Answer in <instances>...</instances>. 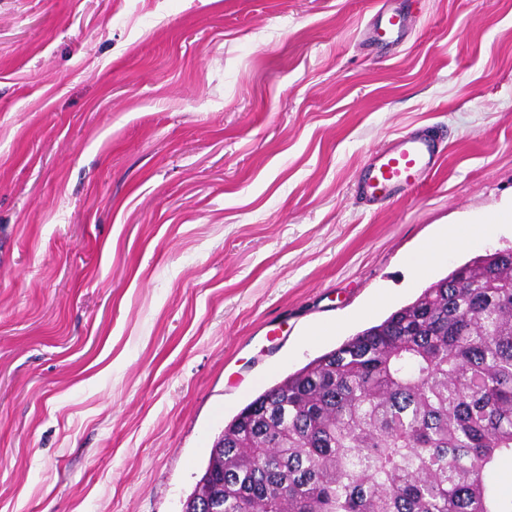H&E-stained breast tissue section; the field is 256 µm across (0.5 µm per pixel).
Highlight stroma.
I'll use <instances>...</instances> for the list:
<instances>
[{
    "label": "stroma",
    "instance_id": "1",
    "mask_svg": "<svg viewBox=\"0 0 512 512\" xmlns=\"http://www.w3.org/2000/svg\"><path fill=\"white\" fill-rule=\"evenodd\" d=\"M0 0V512H181L229 422L512 223V0ZM438 167L370 207L393 137ZM512 223V203L510 208L500 209L490 213H481L475 216L471 223L472 225L465 233H460L453 230L447 233L442 240L432 241L423 244L420 251V266L425 267L428 265L443 249H447L452 245H459L464 243L467 239L486 236L494 232L498 224Z\"/></svg>",
    "mask_w": 512,
    "mask_h": 512
}]
</instances>
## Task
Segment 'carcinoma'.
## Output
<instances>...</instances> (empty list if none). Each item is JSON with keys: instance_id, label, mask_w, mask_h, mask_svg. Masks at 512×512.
I'll return each instance as SVG.
<instances>
[{"instance_id": "carcinoma-1", "label": "carcinoma", "mask_w": 512, "mask_h": 512, "mask_svg": "<svg viewBox=\"0 0 512 512\" xmlns=\"http://www.w3.org/2000/svg\"><path fill=\"white\" fill-rule=\"evenodd\" d=\"M512 247L475 258L224 426L182 512H512Z\"/></svg>"}]
</instances>
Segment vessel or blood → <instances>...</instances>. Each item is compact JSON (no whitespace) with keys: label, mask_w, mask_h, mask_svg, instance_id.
<instances>
[{"label":"vessel or blood","mask_w":512,"mask_h":512,"mask_svg":"<svg viewBox=\"0 0 512 512\" xmlns=\"http://www.w3.org/2000/svg\"><path fill=\"white\" fill-rule=\"evenodd\" d=\"M438 154L436 134L414 131L400 135L371 156L356 193L368 205L386 201L430 174Z\"/></svg>","instance_id":"obj_1"}]
</instances>
